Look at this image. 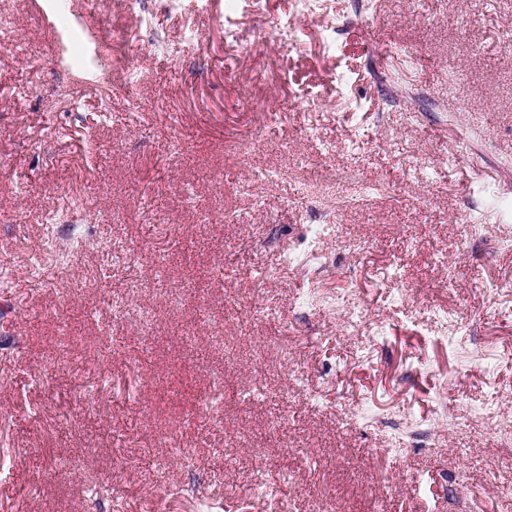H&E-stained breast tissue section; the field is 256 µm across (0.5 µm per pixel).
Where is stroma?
Listing matches in <instances>:
<instances>
[{
    "mask_svg": "<svg viewBox=\"0 0 512 512\" xmlns=\"http://www.w3.org/2000/svg\"><path fill=\"white\" fill-rule=\"evenodd\" d=\"M318 3L288 35L294 0H0V512H512L478 415L512 426V293L481 288L512 282V0ZM311 161L357 170L342 206L301 207ZM311 224L338 236L297 260ZM336 292L367 322L301 316ZM110 295L151 310L145 353ZM77 378L109 389L60 421ZM441 402L429 448L354 421Z\"/></svg>",
    "mask_w": 512,
    "mask_h": 512,
    "instance_id": "stroma-1",
    "label": "stroma"
}]
</instances>
